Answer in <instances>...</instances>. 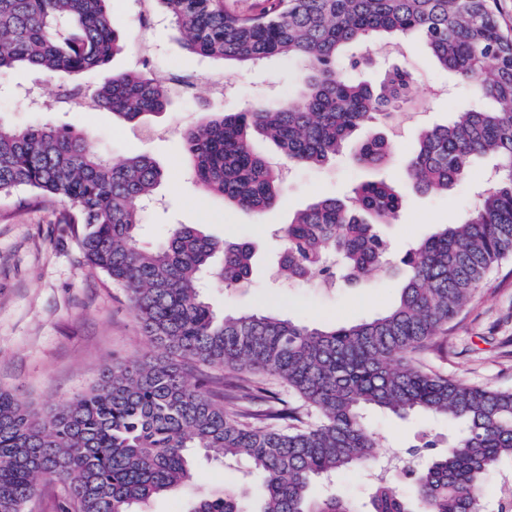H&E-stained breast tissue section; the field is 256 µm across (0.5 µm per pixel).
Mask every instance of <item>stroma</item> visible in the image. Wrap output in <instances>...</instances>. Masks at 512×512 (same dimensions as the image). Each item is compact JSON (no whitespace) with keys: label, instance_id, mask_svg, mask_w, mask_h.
<instances>
[{"label":"stroma","instance_id":"obj_1","mask_svg":"<svg viewBox=\"0 0 512 512\" xmlns=\"http://www.w3.org/2000/svg\"><path fill=\"white\" fill-rule=\"evenodd\" d=\"M112 18L128 43L127 52L114 60V70L175 67L191 82L190 89L177 90L172 104L152 118L154 133L134 132L107 111H70L55 98L37 107L32 98L39 93L38 85L32 74L18 68L0 77V123L87 131L96 149L110 160L131 152L156 160L165 179L158 190L160 205L143 214L147 243L164 241L176 224L198 226L220 240L250 241L256 256L249 284L227 290L213 281L203 291L217 312L276 308L292 319L322 326L357 322L390 308L402 286L397 270L354 285L340 282L331 289L321 287L315 277L285 282L272 258L278 231L316 199L347 198L360 180L384 178L402 184L420 130L447 122L471 105L469 87L440 70L416 37L374 48L362 59L360 76L374 81L387 69L406 66L416 77L415 105L373 129L395 145L393 163L367 171L346 153L327 167H289L280 204L257 216L225 205L190 178L181 164L182 133L210 112H238L256 100L279 99L297 82L298 65L274 60L231 70L187 54L167 20L142 24L134 0H113ZM485 168V162L475 163L467 179L445 196L407 192L398 219L385 228L393 257L402 256L437 225L456 222L470 207ZM62 210L54 201L36 207L0 202V389L38 410L88 390L105 365L134 361L150 351L127 293L81 263L76 238L59 221ZM422 362L458 381L512 390V259L492 270L449 325L443 348L423 356ZM370 422L382 439L380 453L386 460L406 457L408 448L426 438L446 447L458 434L457 427L444 421H401L379 412L371 413Z\"/></svg>","mask_w":512,"mask_h":512}]
</instances>
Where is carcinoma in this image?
Returning <instances> with one entry per match:
<instances>
[{
    "instance_id": "cac0c4a2",
    "label": "carcinoma",
    "mask_w": 512,
    "mask_h": 512,
    "mask_svg": "<svg viewBox=\"0 0 512 512\" xmlns=\"http://www.w3.org/2000/svg\"><path fill=\"white\" fill-rule=\"evenodd\" d=\"M167 19L180 47L204 59L258 66L299 63L297 90L239 112H211L182 133L189 171L210 195L260 215L286 190L280 164L258 154L256 135L286 162L322 167L358 131L354 162L391 159L370 134L412 103L413 77L395 69L376 87L358 79L352 50L381 36L417 35L437 66L468 82L480 104L424 128L406 165L411 188L444 194L482 159L496 170L476 205L410 247L397 301L351 324L310 326L276 314H218L201 295L205 277L226 289L250 280L248 241H219L187 224L161 244L140 237L145 203L163 171L132 153L110 162L87 132L0 123V199L64 205L60 223L77 237L82 263L125 289L147 360L104 367L84 395L44 412L0 389V512H26L49 481L62 486L57 512H150L151 502L192 484L202 454L248 468L218 493L198 491L180 512H356L336 480L376 467L379 437L368 414L446 420L461 434L424 456L414 493L384 478L369 512H512V487L487 490L490 468L512 459V390L458 382L419 366L487 274L512 255V35L497 0H265L238 13L225 0H147L140 16ZM127 42L112 0H0V74L24 67L59 79V99L107 110L132 127L162 113L182 77L112 71ZM106 72L94 90L73 81ZM403 206L401 191L362 180L348 201L318 199L280 228L278 272L348 284L389 269L378 226ZM190 363L229 372L215 391ZM279 380L284 398L251 377Z\"/></svg>"
}]
</instances>
